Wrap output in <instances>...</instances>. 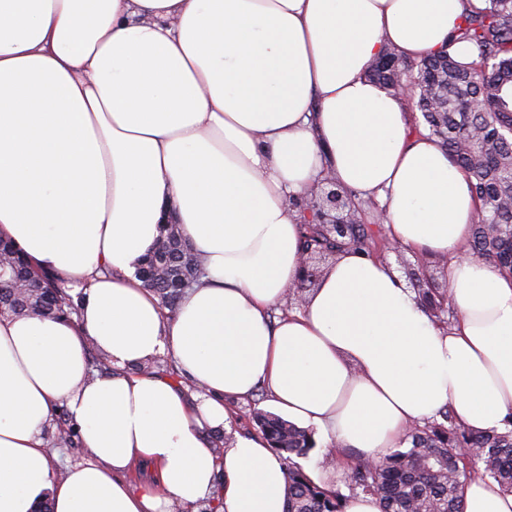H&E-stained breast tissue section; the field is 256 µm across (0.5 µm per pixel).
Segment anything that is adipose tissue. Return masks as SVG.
Listing matches in <instances>:
<instances>
[{"mask_svg":"<svg viewBox=\"0 0 512 512\" xmlns=\"http://www.w3.org/2000/svg\"><path fill=\"white\" fill-rule=\"evenodd\" d=\"M485 2L0 0V239L80 295L67 319L0 315V512H285L283 454L230 432L260 385L331 454L375 459L447 408L503 429L512 276L469 252L466 173L367 76L389 48L470 61L452 37ZM326 173L381 202L392 240L447 259L452 328L355 248L285 307L290 201ZM168 221L204 269L171 315L135 276ZM162 355L178 378L146 371ZM59 402L88 453L61 473L45 438ZM136 467L148 478L128 481ZM461 497L512 512L489 478Z\"/></svg>","mask_w":512,"mask_h":512,"instance_id":"ef3b65f1","label":"adipose tissue"}]
</instances>
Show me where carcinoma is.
Segmentation results:
<instances>
[{"label":"carcinoma","instance_id":"obj_1","mask_svg":"<svg viewBox=\"0 0 512 512\" xmlns=\"http://www.w3.org/2000/svg\"><path fill=\"white\" fill-rule=\"evenodd\" d=\"M457 43L465 44L472 56L461 63L448 51L416 63L407 73L416 82L409 97L412 109L421 113L429 134L440 139L448 154L470 176L471 190L479 202L472 225L470 252L478 259L492 261L512 274V237L503 234L487 238L483 225L512 228V0H487V6L466 14L458 28ZM388 60L370 69V76L387 90H393L392 72L402 66L395 51ZM303 247L323 250L336 247L320 232V225L304 220ZM180 227L168 228L154 242L143 262L157 260L168 265L165 278L143 280L173 312L184 293L180 275L189 270L190 259L183 250ZM380 234L363 224L354 227L344 241L373 253ZM54 296V302L40 310L13 291L10 276L0 281V314L31 313L54 318L68 316L73 299L62 282L52 275L30 273ZM430 315L439 318L451 308L442 303L439 289L424 299ZM442 422L432 421L405 433L409 447L392 449L377 460L362 459L350 466L347 488L316 483L294 460L314 447L311 432L282 417L257 412L255 421L262 434L286 454L288 466L286 512H345L351 497L370 495L378 499L380 512H463L458 496L460 483L473 478L471 462L458 448H472L481 463L479 477L492 478L512 492V430L472 433L456 424L450 411Z\"/></svg>","mask_w":512,"mask_h":512}]
</instances>
